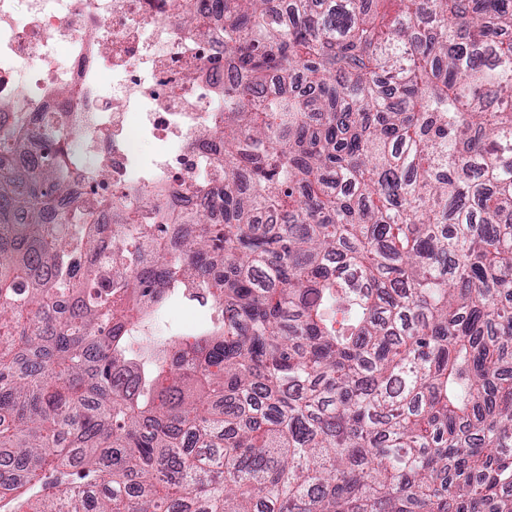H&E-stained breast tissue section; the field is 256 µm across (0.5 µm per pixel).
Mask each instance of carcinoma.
Masks as SVG:
<instances>
[{
	"instance_id": "cac0c4a2",
	"label": "carcinoma",
	"mask_w": 512,
	"mask_h": 512,
	"mask_svg": "<svg viewBox=\"0 0 512 512\" xmlns=\"http://www.w3.org/2000/svg\"><path fill=\"white\" fill-rule=\"evenodd\" d=\"M220 2L224 223L0 169V512H512V0ZM189 311H192L193 314ZM159 316L167 325L182 329V333L193 331L194 327L199 324V317L190 306L184 308L177 306L165 307L160 311Z\"/></svg>"
}]
</instances>
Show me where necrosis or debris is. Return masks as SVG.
Masks as SVG:
<instances>
[{"label": "necrosis or debris", "instance_id": "necrosis-or-debris-1", "mask_svg": "<svg viewBox=\"0 0 512 512\" xmlns=\"http://www.w3.org/2000/svg\"><path fill=\"white\" fill-rule=\"evenodd\" d=\"M193 3L199 31L176 0H0V132L24 131L0 167H27L51 128L89 160L51 215L92 209L116 234L131 211L223 223L224 15Z\"/></svg>", "mask_w": 512, "mask_h": 512}]
</instances>
